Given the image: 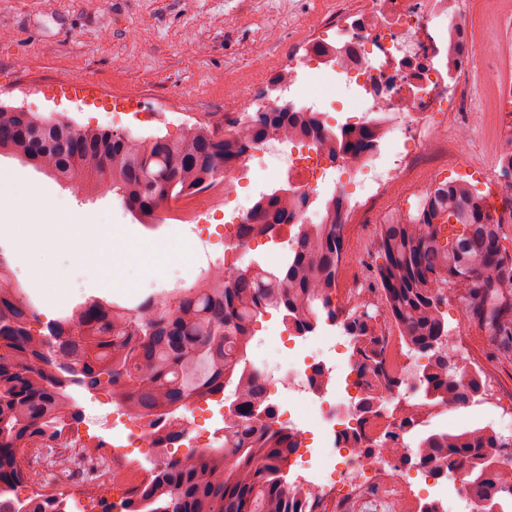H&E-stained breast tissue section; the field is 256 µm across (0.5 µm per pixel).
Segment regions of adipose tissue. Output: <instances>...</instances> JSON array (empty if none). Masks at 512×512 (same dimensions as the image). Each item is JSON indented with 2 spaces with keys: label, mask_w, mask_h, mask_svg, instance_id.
<instances>
[{
  "label": "adipose tissue",
  "mask_w": 512,
  "mask_h": 512,
  "mask_svg": "<svg viewBox=\"0 0 512 512\" xmlns=\"http://www.w3.org/2000/svg\"><path fill=\"white\" fill-rule=\"evenodd\" d=\"M2 235L9 239L15 260L31 269L49 314L60 305L68 278L66 267L50 260L56 250L68 251L72 262L84 267L111 270L116 284L124 282L129 268L105 216L78 213L67 198L1 170Z\"/></svg>",
  "instance_id": "1"
}]
</instances>
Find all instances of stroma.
I'll return each instance as SVG.
<instances>
[{
	"instance_id": "1",
	"label": "stroma",
	"mask_w": 512,
	"mask_h": 512,
	"mask_svg": "<svg viewBox=\"0 0 512 512\" xmlns=\"http://www.w3.org/2000/svg\"><path fill=\"white\" fill-rule=\"evenodd\" d=\"M485 10L469 26L470 40L479 35L502 36L503 56L512 57V36L502 26L512 16V0H484ZM331 0H0V104L50 118H64L75 126L108 129L113 105L129 102L146 113L145 123L131 126L138 136L175 138L198 122H213L225 132L242 113L243 103L265 107L276 100L272 87L278 72L306 53L319 36ZM456 142L439 147L435 156L421 159L408 178L409 191L393 205L377 204L358 223L343 227V248L361 245L369 250L358 266L342 262L338 287L359 281L376 285L382 263L378 252L380 225L391 215L414 212L420 195L436 181V168ZM512 149V136L484 110L466 146L468 163L483 166L492 181L503 180L500 169L489 167L491 154ZM76 210L106 214L125 229L130 245L160 241L188 233V225L172 218L150 228L139 224L115 193L72 196ZM194 259L162 262L160 269L145 265L126 288L103 294L93 288L94 277L72 265L67 252L57 263L69 266V286L55 318H65L88 299L127 307L177 288L191 287L200 277L204 243H197ZM445 319L453 335L463 337L465 355L481 365V393L473 403L450 411L423 405L421 397L407 407L389 406L393 415L418 411L427 427L453 430L486 423L494 411L512 409V349L489 336L476 311L461 312L449 304ZM278 313L264 316L255 326L248 358L253 365L280 362L282 345L273 331ZM82 411L84 441L109 440L108 414L113 404L104 392L76 391ZM224 407L200 403L190 421L196 428L170 448L182 457L213 442L223 424Z\"/></svg>"
}]
</instances>
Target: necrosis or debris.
<instances>
[{
    "label": "necrosis or debris",
    "mask_w": 512,
    "mask_h": 512,
    "mask_svg": "<svg viewBox=\"0 0 512 512\" xmlns=\"http://www.w3.org/2000/svg\"><path fill=\"white\" fill-rule=\"evenodd\" d=\"M481 0H363L324 24L322 36L334 45L330 58L309 56L311 68L336 72L343 92L355 107L346 126L375 125V146L355 159L333 158L320 148L292 146L279 150L260 145L231 179L265 192L269 171L284 176L295 191L314 190L333 179L334 172L357 179V199L342 204L338 223H347L354 212L371 208L392 195L416 159L429 155L445 141L449 117L477 121L471 102V83L494 88L495 115L501 127L512 132V88L500 74V44L489 38L478 44L462 66L451 64L453 18L468 20ZM357 337L342 334L334 345L320 349L312 337L288 343V355L268 373L274 394L300 398L315 413L320 452L310 462L314 474L307 488L311 496L326 486L343 490L346 512H410L411 495L402 464L377 443L396 431L398 418L384 412L360 416L357 404L377 396L391 404L397 396L383 382H363L352 366L337 369V359L347 357ZM344 373L348 402H337L333 392L337 373ZM360 423L359 437H351L353 423Z\"/></svg>",
    "instance_id": "4bbe7bcc"
}]
</instances>
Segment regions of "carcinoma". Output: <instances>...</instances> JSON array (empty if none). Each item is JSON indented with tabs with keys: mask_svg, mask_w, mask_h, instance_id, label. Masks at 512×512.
Here are the masks:
<instances>
[{
	"mask_svg": "<svg viewBox=\"0 0 512 512\" xmlns=\"http://www.w3.org/2000/svg\"><path fill=\"white\" fill-rule=\"evenodd\" d=\"M296 132L325 146L331 156H359L373 147L375 127L324 128L315 112L294 103L244 112L234 133L218 134L212 123L195 124L178 138L142 137L94 127L76 128L0 105V156L49 172L79 194L116 193L141 224H156L165 205L224 180L255 145ZM289 188L259 197L239 225L244 239L274 238L307 205ZM336 198L324 206L321 224H300L281 264L257 261L207 275L189 288L150 297L134 308L90 299L64 319L34 327L38 314L11 269L0 260V512H62L70 483L59 473L106 456L103 443L69 439L81 419L72 395L107 387L112 402L151 427L149 447L167 448L181 436L180 413L196 401H230L223 426L207 444L149 470L127 484L123 512H316L300 485L283 480V467L298 444L296 431L278 423L262 371L247 361L259 318L276 312L301 334L313 329L336 291L343 258ZM504 225L486 197L468 185L437 182L414 213L380 226L384 261L377 281L386 313L404 333L421 365L423 400L442 409L468 405L480 392L475 378L456 384L442 306L458 299L477 310L489 335L512 344V254L503 244ZM342 326L364 337L353 354L360 375L397 386L387 373L384 347L365 310H348ZM397 452L413 444L432 475L450 462L460 465V489L472 512H500L512 498V458L487 426L428 434L409 416L388 435ZM51 448L43 473L31 471L25 448ZM100 496V512H113L100 474L81 473ZM43 482L48 493L23 499L22 484Z\"/></svg>",
	"mask_w": 512,
	"mask_h": 512,
	"instance_id": "carcinoma-1",
	"label": "carcinoma"
}]
</instances>
